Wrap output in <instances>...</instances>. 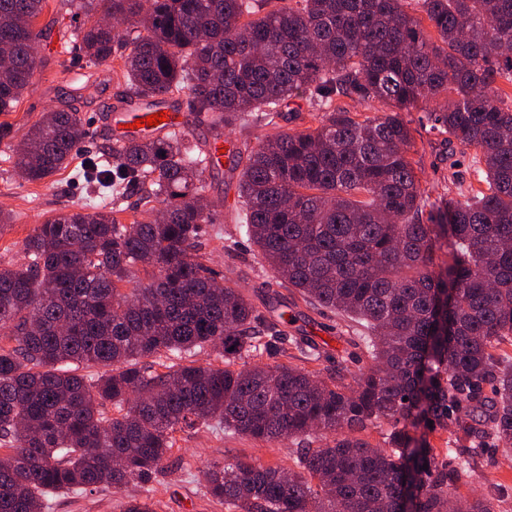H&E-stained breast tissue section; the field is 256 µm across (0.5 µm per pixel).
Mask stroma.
<instances>
[{"label":"stroma","instance_id":"1","mask_svg":"<svg viewBox=\"0 0 512 512\" xmlns=\"http://www.w3.org/2000/svg\"><path fill=\"white\" fill-rule=\"evenodd\" d=\"M83 20V15L63 0H49L35 24L42 36L33 83L10 111L0 112V125L11 130L10 136L0 140V211L13 216L11 223L0 224V267L23 263L22 242L37 224L89 201L90 192L80 179L79 170L86 159L110 143L114 108L126 91L123 62L117 55L104 65L89 61L76 36ZM62 109L79 112L84 123H96L97 136L87 145L77 146L67 169L44 181L29 182L13 170L9 160L12 150L45 113ZM403 119L415 139V159L423 181L435 193L445 196L465 192L475 181L470 169L472 151L448 146L443 139L427 134L419 112L404 113ZM237 180V172L223 166L207 172L208 199L217 215L215 224L208 228V236L202 240V250L208 254L209 265L217 276L239 288L265 318L273 319L280 308L267 302L268 290L275 288L271 273L258 264L249 243L238 233ZM228 245L233 248L229 255L224 252ZM280 295L293 316L287 334L312 340L321 349V358L312 362V369L327 373L340 366L353 371L368 367V360L359 358L352 344L353 333L336 316H322L305 303H292L288 290H281ZM332 440V434L317 432L281 442H262L188 429L178 433L177 446L165 472L150 485L99 489L79 495L58 494L50 497L47 512H121L130 497L146 495L155 502L156 512H224L204 495V472L208 465L246 459L289 468L304 447L317 448ZM484 445L468 477L458 483L457 495L463 502L483 497L496 512H512V455H505L493 438H485Z\"/></svg>","mask_w":512,"mask_h":512}]
</instances>
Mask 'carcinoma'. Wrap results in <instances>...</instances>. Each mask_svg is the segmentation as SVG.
<instances>
[{
	"label": "carcinoma",
	"mask_w": 512,
	"mask_h": 512,
	"mask_svg": "<svg viewBox=\"0 0 512 512\" xmlns=\"http://www.w3.org/2000/svg\"><path fill=\"white\" fill-rule=\"evenodd\" d=\"M99 65L123 41L122 101L180 93L215 130L276 127L311 93L319 124L232 152L244 236L276 284L347 317L371 367L347 382L286 363L287 311L270 321L201 254L206 154L185 133L114 143L86 179L112 197L63 212L0 267V512H43L59 492L145 484L188 429L255 441L336 433L296 469L213 464L204 496L224 512H458L459 474L418 430L446 426L481 451L490 424L512 452V0H70ZM47 0H0V112L32 83ZM428 21L435 36L424 32ZM380 99L376 117L336 105ZM475 151L485 187L433 196L400 113ZM79 113L35 122L14 150L31 182L66 169ZM140 195L121 224L124 189ZM145 271L147 278L136 276ZM206 348L221 364L188 357ZM240 360V367L235 361ZM103 366L100 374L86 370ZM489 388L491 395L483 394ZM390 425L378 449L358 433ZM428 468H423V464Z\"/></svg>",
	"instance_id": "obj_1"
}]
</instances>
